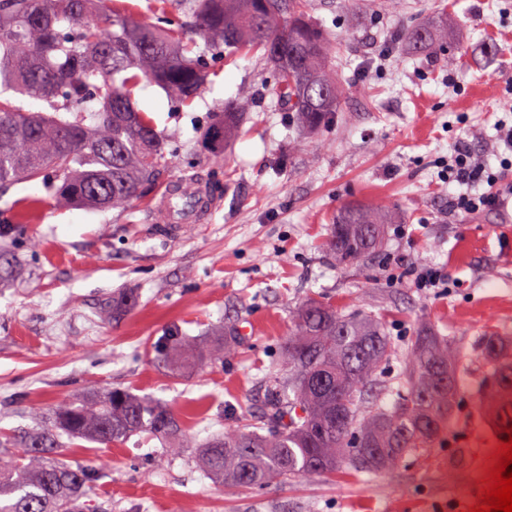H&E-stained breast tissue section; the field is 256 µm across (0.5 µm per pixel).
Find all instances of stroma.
Wrapping results in <instances>:
<instances>
[{
	"label": "stroma",
	"instance_id": "1",
	"mask_svg": "<svg viewBox=\"0 0 512 512\" xmlns=\"http://www.w3.org/2000/svg\"><path fill=\"white\" fill-rule=\"evenodd\" d=\"M336 39L338 112L311 131L273 109V78L259 54H210L209 84L186 108L157 85L135 92L169 140L168 163L142 200L120 208H57L42 188L11 186L0 233L14 278L0 285V433L30 426L47 409L91 388L161 401L182 422L183 456L155 466L158 440L132 435L103 446L67 442V462L93 460L105 473L98 502L112 512H470L493 464L500 432L477 408L485 367L482 336H512V221L450 206L438 179L456 143L477 158L496 150L493 125L512 108L500 82L512 76V14L501 0H304ZM448 8V45L417 55L407 29ZM243 110L240 133L220 159L202 135L225 107ZM221 169L224 188L202 223L165 233L154 220L170 182ZM380 207L383 244L356 264L326 251L337 212ZM440 271L448 285L420 288L415 274ZM126 289L138 305L108 306ZM319 300L381 321L396 344L420 325L454 337L464 389L448 433L393 471L296 477L240 489L216 483L194 454L225 425L259 420V379L279 366L296 312ZM253 325L234 354L201 356L182 376L156 347L178 326L211 345L214 329Z\"/></svg>",
	"mask_w": 512,
	"mask_h": 512
}]
</instances>
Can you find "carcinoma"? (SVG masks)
I'll return each instance as SVG.
<instances>
[{
    "label": "carcinoma",
    "mask_w": 512,
    "mask_h": 512,
    "mask_svg": "<svg viewBox=\"0 0 512 512\" xmlns=\"http://www.w3.org/2000/svg\"><path fill=\"white\" fill-rule=\"evenodd\" d=\"M171 21L157 0L150 21L127 0H0V192L34 182L61 208H118L141 197L166 161L168 140L134 103L143 82L190 105L207 72L197 39L228 55L261 53L273 73L281 111L301 127L324 126L341 98L332 69L336 40L284 0H182ZM288 17H283V13ZM448 42V14L439 8L416 25L408 43L422 50ZM48 103L26 110L14 95ZM225 109L208 128L215 155L238 128ZM380 210L347 206L326 242L338 264L360 262L382 243ZM217 336L212 359L233 351ZM160 360L177 372L192 344L170 327ZM489 390L478 407L500 431L512 427V339L480 341ZM400 364L397 376L383 369ZM459 346L428 327L398 352L382 322L340 314L311 301L298 309L283 349L285 372L264 379L263 421L246 418L224 428L198 460L208 477L243 488L349 466L392 470L431 447L448 428L461 393ZM145 433L179 456L181 426L168 406L129 392L92 389L40 415L38 426L0 445V512H107L95 499L101 477L91 462L56 458L62 438L110 445Z\"/></svg>",
    "instance_id": "1"
}]
</instances>
